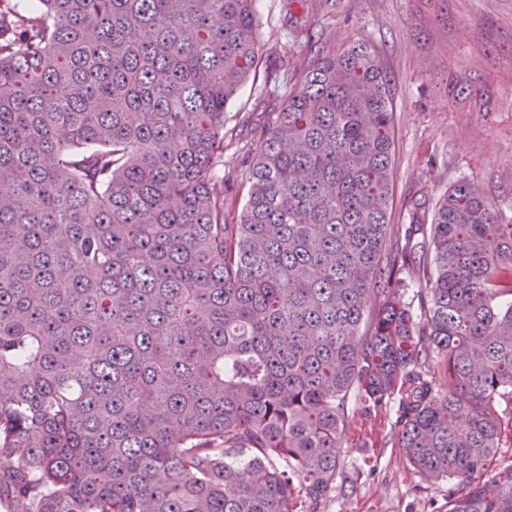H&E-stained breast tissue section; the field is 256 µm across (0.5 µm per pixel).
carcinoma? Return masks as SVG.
<instances>
[{"instance_id": "obj_1", "label": "carcinoma", "mask_w": 512, "mask_h": 512, "mask_svg": "<svg viewBox=\"0 0 512 512\" xmlns=\"http://www.w3.org/2000/svg\"><path fill=\"white\" fill-rule=\"evenodd\" d=\"M291 2L264 57L257 0H0L3 512H296L352 395L397 401L448 512H512V463L485 476L512 223L460 179L391 228L382 46L328 48L307 18L331 0ZM258 75L281 105L228 224L224 114Z\"/></svg>"}]
</instances>
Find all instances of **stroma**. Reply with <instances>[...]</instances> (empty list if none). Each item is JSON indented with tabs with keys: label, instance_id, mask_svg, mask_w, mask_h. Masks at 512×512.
Segmentation results:
<instances>
[{
	"label": "stroma",
	"instance_id": "35a3bbf8",
	"mask_svg": "<svg viewBox=\"0 0 512 512\" xmlns=\"http://www.w3.org/2000/svg\"><path fill=\"white\" fill-rule=\"evenodd\" d=\"M286 0H258L264 52L284 42ZM336 47L370 38L384 48L394 98L393 223L414 199L435 203L456 180H475L487 200L512 218V0H336L324 17ZM470 78L458 106L448 87ZM249 83L226 110V126L248 136L262 114ZM248 159L224 153V213L236 220L246 200ZM393 407L349 399L337 450L338 474L326 497L299 512H448L447 482L430 483L407 462L390 435Z\"/></svg>",
	"mask_w": 512,
	"mask_h": 512
}]
</instances>
